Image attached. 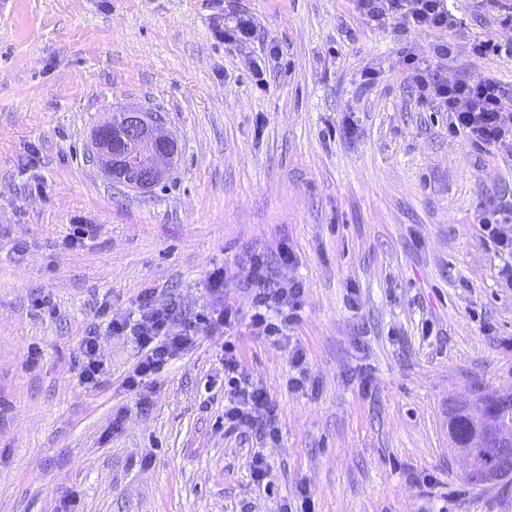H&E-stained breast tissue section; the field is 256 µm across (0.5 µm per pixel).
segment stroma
<instances>
[{
    "mask_svg": "<svg viewBox=\"0 0 512 512\" xmlns=\"http://www.w3.org/2000/svg\"><path fill=\"white\" fill-rule=\"evenodd\" d=\"M448 7L512 45L491 9ZM238 13L255 38L224 40ZM447 39L369 30L351 0H0V512H281L302 489L316 512H512V480L466 484L448 443L449 397L512 389V256L479 225L512 203V157L414 95L404 56ZM440 74L512 84V57L460 39ZM129 108L178 144L145 190L91 161ZM74 224L93 231L63 247ZM283 243L304 289L288 339H232L279 442L225 433V341L206 330L143 393L125 386L139 354L109 320L146 290L215 306L214 267L238 280ZM91 332L96 387L76 369Z\"/></svg>",
    "mask_w": 512,
    "mask_h": 512,
    "instance_id": "35a3bbf8",
    "label": "stroma"
}]
</instances>
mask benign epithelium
<instances>
[{
	"label": "benign epithelium",
	"instance_id": "benign-epithelium-1",
	"mask_svg": "<svg viewBox=\"0 0 512 512\" xmlns=\"http://www.w3.org/2000/svg\"><path fill=\"white\" fill-rule=\"evenodd\" d=\"M120 140L127 145H137L145 141L153 143L150 160L139 170L138 175L130 181V184L149 188L158 181L164 170L163 164L173 156L176 149L175 141L168 136L157 122L150 123L144 115L136 109L123 111L121 126L112 127L107 122L99 126L94 132L96 152L93 161L103 167L108 177L117 183L124 182L122 172V156L113 150V141ZM486 400L479 397L467 400L463 397L448 398V408L458 405L466 406L469 413L477 421L485 418ZM482 438L495 446L498 450L497 467L491 471H475L470 465H465L471 484L484 486L494 484L501 479L512 477V430L488 427L482 433Z\"/></svg>",
	"mask_w": 512,
	"mask_h": 512
}]
</instances>
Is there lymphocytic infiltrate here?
I'll use <instances>...</instances> for the list:
<instances>
[{
  "instance_id": "1",
  "label": "lymphocytic infiltrate",
  "mask_w": 512,
  "mask_h": 512,
  "mask_svg": "<svg viewBox=\"0 0 512 512\" xmlns=\"http://www.w3.org/2000/svg\"><path fill=\"white\" fill-rule=\"evenodd\" d=\"M352 2L360 19L372 28L392 25L400 32L412 27L447 30L450 41L434 48L435 63L423 65L414 57H406L412 89L421 102L448 113L451 131L465 134L477 148L512 157V89H503L498 83L486 79L451 83L440 75L439 63L451 54V40L463 27L462 19L449 11L446 0ZM278 257L281 271L275 274L264 256H253L247 276L238 281L232 295L225 290L224 268H213L206 287L220 304L209 311L188 314L181 302L174 298L159 306L147 291L137 301L134 323L109 321L108 326L114 334L132 332L140 351L138 362L125 378L126 387L136 391L145 388L148 380L168 360L194 343L201 326L222 335L243 326L254 336H285L301 307L303 289L298 281L286 274L295 263L293 249L281 245ZM239 293L250 296V312H242L237 305L235 296ZM224 378L227 382L224 390L225 431L248 432L263 441L278 440L276 403L265 388L243 372L240 360L229 345L224 348Z\"/></svg>"
}]
</instances>
